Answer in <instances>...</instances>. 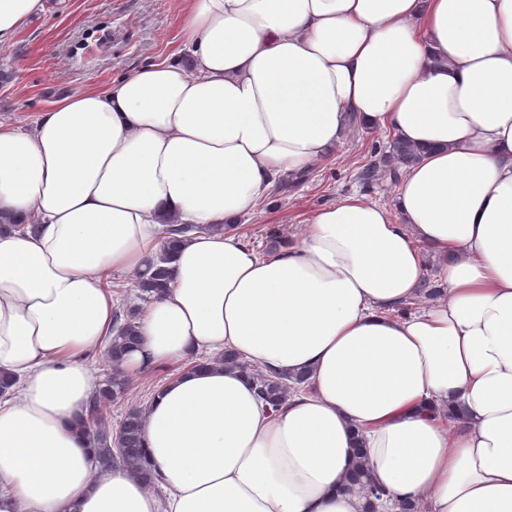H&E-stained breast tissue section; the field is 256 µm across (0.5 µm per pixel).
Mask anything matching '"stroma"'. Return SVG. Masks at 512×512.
Returning a JSON list of instances; mask_svg holds the SVG:
<instances>
[{"label": "stroma", "instance_id": "1", "mask_svg": "<svg viewBox=\"0 0 512 512\" xmlns=\"http://www.w3.org/2000/svg\"><path fill=\"white\" fill-rule=\"evenodd\" d=\"M180 27L179 0H61L0 47V119L28 128L68 95L106 86L147 60L178 53ZM391 139L386 130L353 127L304 178L285 177L271 188L241 233L264 253L268 228L298 240L315 209L346 196L392 204L399 182L389 168H381L371 183L360 178L363 165L380 159ZM183 367V362L167 361L130 373L129 394L113 404V420H120L128 405H145L152 387Z\"/></svg>", "mask_w": 512, "mask_h": 512}]
</instances>
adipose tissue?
I'll use <instances>...</instances> for the list:
<instances>
[{"instance_id": "1", "label": "adipose tissue", "mask_w": 512, "mask_h": 512, "mask_svg": "<svg viewBox=\"0 0 512 512\" xmlns=\"http://www.w3.org/2000/svg\"><path fill=\"white\" fill-rule=\"evenodd\" d=\"M170 56L0 120V512H512V0H182ZM47 0H0V46ZM422 146L394 206L351 195L263 254L234 231L349 115ZM191 224L123 371L196 358L143 410L148 484L77 430L112 336L104 275ZM437 260L442 296L396 318ZM239 353L308 374L271 409ZM357 455L361 461L349 473L347 482L351 487H354L361 493L365 499L364 512H378L379 501L381 500L384 492L369 479L368 469L366 468L364 459V448H357Z\"/></svg>"}]
</instances>
